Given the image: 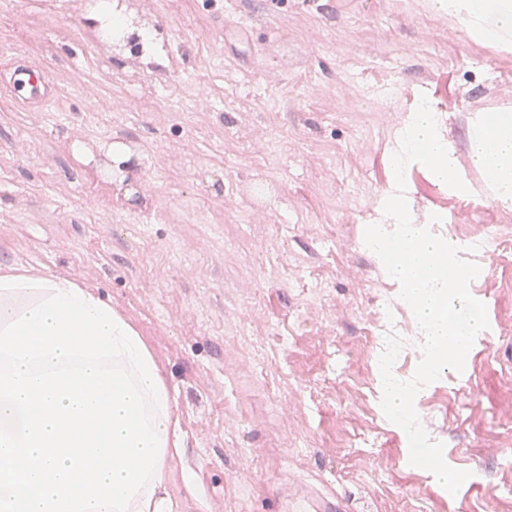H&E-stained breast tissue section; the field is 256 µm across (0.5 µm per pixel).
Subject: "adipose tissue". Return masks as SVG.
<instances>
[{"instance_id":"adipose-tissue-1","label":"adipose tissue","mask_w":512,"mask_h":512,"mask_svg":"<svg viewBox=\"0 0 512 512\" xmlns=\"http://www.w3.org/2000/svg\"><path fill=\"white\" fill-rule=\"evenodd\" d=\"M465 20L469 27H483L486 41L494 42L512 31V0H468ZM475 163L487 174L499 197L512 198V113L489 114Z\"/></svg>"}]
</instances>
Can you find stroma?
Masks as SVG:
<instances>
[{
  "label": "stroma",
  "mask_w": 512,
  "mask_h": 512,
  "mask_svg": "<svg viewBox=\"0 0 512 512\" xmlns=\"http://www.w3.org/2000/svg\"><path fill=\"white\" fill-rule=\"evenodd\" d=\"M99 2L0 0V62L58 89L23 112L0 88V273L73 280L139 330L175 395L181 512H512V203L473 161L478 122L512 111V34L432 0H113L147 28L136 59ZM424 98L467 190L409 164L414 224L505 244L469 284L489 349L415 399L464 496L381 408L377 336L404 340L399 380L422 352L364 242Z\"/></svg>",
  "instance_id": "obj_1"
}]
</instances>
